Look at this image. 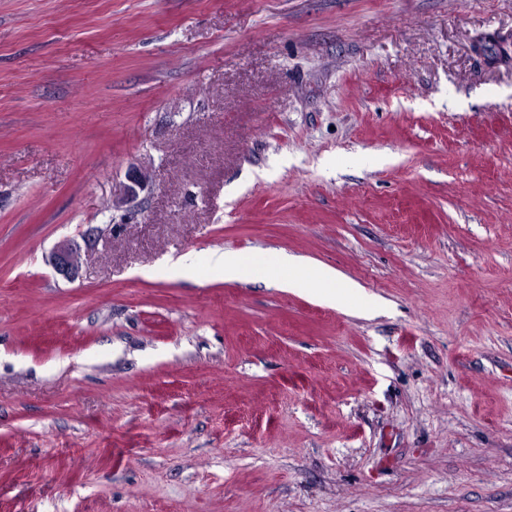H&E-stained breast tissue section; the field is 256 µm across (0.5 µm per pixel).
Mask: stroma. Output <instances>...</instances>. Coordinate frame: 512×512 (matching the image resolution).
Here are the masks:
<instances>
[{
	"instance_id": "35a3bbf8",
	"label": "stroma",
	"mask_w": 512,
	"mask_h": 512,
	"mask_svg": "<svg viewBox=\"0 0 512 512\" xmlns=\"http://www.w3.org/2000/svg\"><path fill=\"white\" fill-rule=\"evenodd\" d=\"M0 512H512V0H0ZM51 263L55 271L67 280H74L79 275V253L68 242H63L56 247L51 257ZM297 258L286 253H278L260 261L250 255L235 252L214 250L207 254L208 267L224 277V280L235 281L242 279L261 278L263 281H274L281 288L291 291H312L316 284L323 285L320 295L322 298L336 301V296L343 300H350L359 295L357 287L341 281L336 271L330 268H317L312 276L292 278L288 270L295 264Z\"/></svg>"
}]
</instances>
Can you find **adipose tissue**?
Segmentation results:
<instances>
[{"label":"adipose tissue","instance_id":"adipose-tissue-1","mask_svg":"<svg viewBox=\"0 0 512 512\" xmlns=\"http://www.w3.org/2000/svg\"><path fill=\"white\" fill-rule=\"evenodd\" d=\"M206 263L228 281L259 278L291 291H309L319 284L323 287L322 298L331 301L338 298L349 300L359 294L354 285L341 281L334 270L325 267L314 269L309 276L290 277L289 270L296 259L285 253L260 261L249 255L214 250L208 253Z\"/></svg>","mask_w":512,"mask_h":512}]
</instances>
